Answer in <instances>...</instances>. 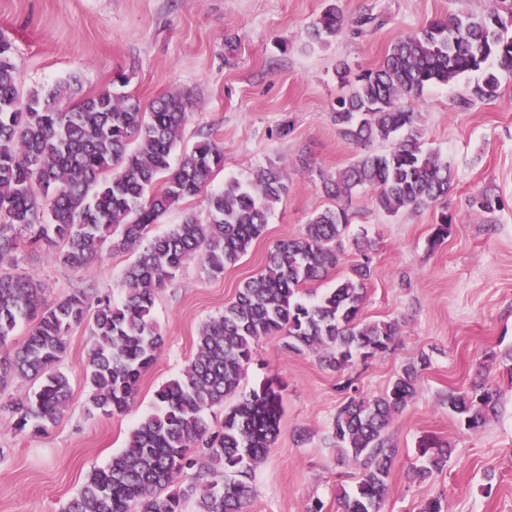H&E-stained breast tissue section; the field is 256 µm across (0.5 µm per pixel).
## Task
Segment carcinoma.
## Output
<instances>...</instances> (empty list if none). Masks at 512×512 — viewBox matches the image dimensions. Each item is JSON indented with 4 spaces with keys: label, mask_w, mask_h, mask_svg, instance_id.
<instances>
[{
    "label": "carcinoma",
    "mask_w": 512,
    "mask_h": 512,
    "mask_svg": "<svg viewBox=\"0 0 512 512\" xmlns=\"http://www.w3.org/2000/svg\"><path fill=\"white\" fill-rule=\"evenodd\" d=\"M346 20L339 6L326 9L309 38L324 43L341 33ZM512 71V6L489 0L480 13H450L394 43L383 63L350 80L336 99L332 119L338 133L357 147L376 141L390 149L364 152L336 176L323 180L336 201L360 189L372 191L375 206L388 215L419 209L448 196L451 164L423 147L418 113L402 99L430 85H448L464 73L480 72L466 101L497 97L500 81L492 67ZM67 82L33 90L20 99L12 45L0 40V267L13 262L19 245L60 244L57 261L66 270L86 267L103 251H138L123 276L124 300H90L73 293L51 305L43 302L34 279L0 273V389L16 377L39 380L33 395L13 402L14 429L39 433L59 420L71 401L67 375L58 369L71 330L92 320L87 350L89 406L105 415L125 414L135 402L143 374L164 345L154 317L158 290L194 257L211 275L236 265L258 239L274 205L288 191V166L271 164L243 182L230 178L207 197L205 216L187 215L161 235L149 228L174 205L199 195L224 167V147L206 137L183 151L177 167L170 159L180 145L189 95L165 94L149 109L132 94L103 89L62 106ZM349 223L338 205L313 214L304 231L278 241L264 269L238 289L224 314L201 327L187 366L156 392L154 410L140 418L125 447L103 468L92 470L64 512H244L252 488L247 482L268 456L283 414L284 384L277 375L241 390L245 367L260 340L279 336L297 355L318 353L335 371L358 358L385 353L401 325L396 320L362 318L372 277L373 242L354 239L361 259L334 287L309 301L302 287L323 279L340 261ZM452 218L443 211L429 237L434 250L448 237ZM29 325L25 341L10 342L18 324ZM406 367L384 393L347 398L336 411V449L361 467L351 491H341L343 512H383L387 480L396 449L387 444L393 417L416 393L418 371ZM230 397L234 404L226 407ZM498 391L481 387L448 393V409L471 432L497 412ZM224 408L212 430L205 413ZM421 462L407 471L418 484L446 466L448 443L427 438L418 446ZM203 457L212 479L200 483L188 470Z\"/></svg>",
    "instance_id": "obj_1"
}]
</instances>
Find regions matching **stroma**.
Segmentation results:
<instances>
[{
    "instance_id": "obj_1",
    "label": "stroma",
    "mask_w": 512,
    "mask_h": 512,
    "mask_svg": "<svg viewBox=\"0 0 512 512\" xmlns=\"http://www.w3.org/2000/svg\"><path fill=\"white\" fill-rule=\"evenodd\" d=\"M328 2L0 0V39L13 47L20 97L71 78L81 93H93L122 73L126 92L145 104L171 92L191 94L183 145L208 135L224 146V168L212 190L272 163L291 173L287 194L236 266L213 276L196 259L158 291L153 316L165 344L130 412L107 416L89 409L85 364L92 336L85 324L71 332L60 364L71 385L70 407L45 432H17L8 409L33 394L37 381L19 379L0 390V512H63L88 473L123 448L137 420L152 411L156 390L189 362L202 325L221 315L237 289L263 269L273 245L302 233L313 213L335 207L321 178L348 166L357 153L331 118L337 98L347 92L337 66L347 65L355 75L377 67L400 37L487 4L339 0L349 28L327 43L309 44L307 31ZM365 13L382 24L355 34L351 23ZM473 82L464 77L404 101L419 114L425 148L439 152L454 171L445 205L390 216L375 207L370 193H355L340 262L314 288L322 293L342 278L358 258L353 238L368 234L374 273L362 315L400 322L390 349L340 373L316 354L288 352L280 337L256 345L242 389L273 374L286 389L279 431L252 476L245 512H305L318 501L322 512H338L340 490L352 489L359 472L332 440L342 401L338 383L348 376L357 395H378L423 354L431 363L387 431L398 456L383 512H420L425 498L439 493L449 512H512V74L501 73L496 98L467 105L463 99ZM486 191L499 196L500 210L472 207ZM444 210L452 224L433 250L428 238ZM57 252L54 246H22L15 254L18 271L41 284L46 303L78 290L123 301L122 276L133 253L106 252L83 269L65 271ZM482 382L498 390L497 414L471 433L449 411L446 395ZM427 435L447 441L452 454L442 472L417 484L406 471Z\"/></svg>"
}]
</instances>
